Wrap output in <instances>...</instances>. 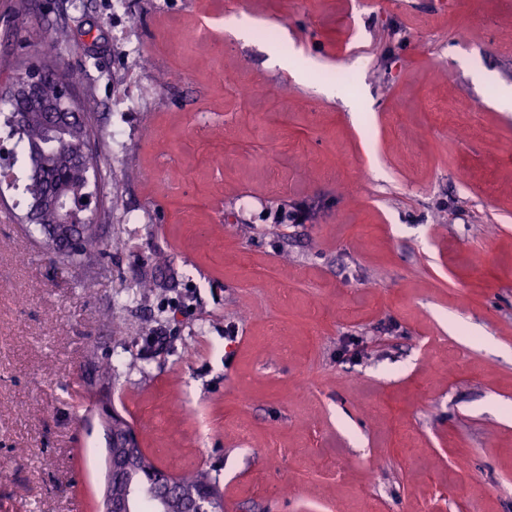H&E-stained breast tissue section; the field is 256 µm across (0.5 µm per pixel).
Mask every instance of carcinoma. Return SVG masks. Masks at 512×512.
I'll use <instances>...</instances> for the list:
<instances>
[{
	"instance_id": "obj_1",
	"label": "carcinoma",
	"mask_w": 512,
	"mask_h": 512,
	"mask_svg": "<svg viewBox=\"0 0 512 512\" xmlns=\"http://www.w3.org/2000/svg\"><path fill=\"white\" fill-rule=\"evenodd\" d=\"M43 69L44 101L57 112L74 113L73 124L51 123L42 115L41 109L7 93L0 97V101L10 105V112H27L29 116L22 124L8 119L6 125L10 128L9 136L16 138L29 167L25 190L30 196V205L43 200L51 191L78 205L89 184V172L94 169L87 145L94 137L89 118L95 109V99L74 92L60 94V88L72 84L62 57H55L44 64ZM97 254L99 240L90 236L80 246L67 251L63 261L70 269H83L92 264ZM148 290L149 284L143 280L128 283L122 288L121 302L125 305L136 303ZM181 482L186 489L203 483L216 485V479L205 471L184 476Z\"/></svg>"
}]
</instances>
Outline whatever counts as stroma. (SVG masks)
Wrapping results in <instances>:
<instances>
[{"instance_id": "35a3bbf8", "label": "stroma", "mask_w": 512, "mask_h": 512, "mask_svg": "<svg viewBox=\"0 0 512 512\" xmlns=\"http://www.w3.org/2000/svg\"><path fill=\"white\" fill-rule=\"evenodd\" d=\"M359 2L0 0V87L99 104L104 249L0 222V512H100L105 391L224 512H512V0Z\"/></svg>"}]
</instances>
